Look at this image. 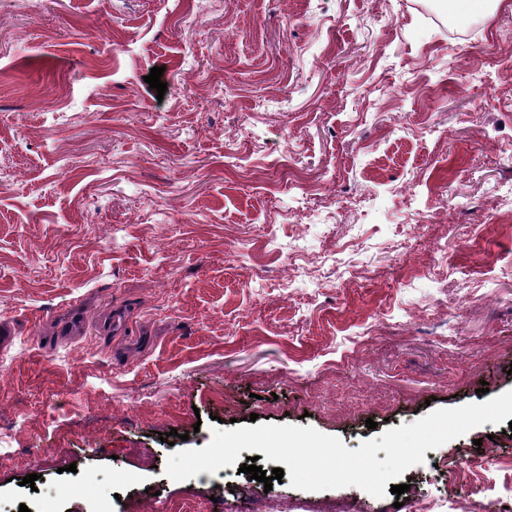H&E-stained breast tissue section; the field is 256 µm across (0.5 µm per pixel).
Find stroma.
Listing matches in <instances>:
<instances>
[{"label": "stroma", "mask_w": 512, "mask_h": 512, "mask_svg": "<svg viewBox=\"0 0 512 512\" xmlns=\"http://www.w3.org/2000/svg\"><path fill=\"white\" fill-rule=\"evenodd\" d=\"M0 322L2 503L395 512L247 449L166 465L253 413L355 450L512 390V0H0ZM511 427L426 450L408 498L497 512Z\"/></svg>", "instance_id": "35a3bbf8"}]
</instances>
